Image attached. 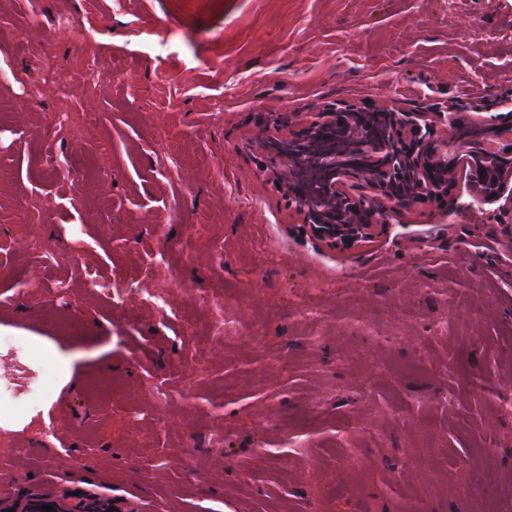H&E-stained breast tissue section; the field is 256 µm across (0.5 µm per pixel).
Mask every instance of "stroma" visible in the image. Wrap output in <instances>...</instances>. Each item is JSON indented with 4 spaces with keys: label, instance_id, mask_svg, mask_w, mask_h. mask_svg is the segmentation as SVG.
I'll return each mask as SVG.
<instances>
[{
    "label": "stroma",
    "instance_id": "1",
    "mask_svg": "<svg viewBox=\"0 0 512 512\" xmlns=\"http://www.w3.org/2000/svg\"><path fill=\"white\" fill-rule=\"evenodd\" d=\"M0 99V387L44 388L0 400V506L512 512V178L337 253L256 146L342 102L512 125V0H0Z\"/></svg>",
    "mask_w": 512,
    "mask_h": 512
}]
</instances>
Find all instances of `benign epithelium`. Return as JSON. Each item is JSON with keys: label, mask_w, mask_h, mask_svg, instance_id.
Here are the masks:
<instances>
[{"label": "benign epithelium", "mask_w": 512, "mask_h": 512, "mask_svg": "<svg viewBox=\"0 0 512 512\" xmlns=\"http://www.w3.org/2000/svg\"><path fill=\"white\" fill-rule=\"evenodd\" d=\"M424 117V112H394L344 103L312 113L299 133L266 137L258 141V146L270 158L292 168L303 163L299 151L340 130L349 131L358 149L350 163L339 166L329 162L331 174L314 195L295 182L288 183L285 192L288 206L302 216L312 236L322 246L343 252L373 242L390 210L419 199L447 201L464 152L481 151L499 161L495 184L478 201L492 197L502 180L512 177V145L498 146L501 140H512L511 127L502 129L483 121L478 124V142L470 143L461 139L454 127L437 136ZM372 118L386 124L388 144L380 145L366 131L365 124Z\"/></svg>", "instance_id": "benign-epithelium-1"}]
</instances>
